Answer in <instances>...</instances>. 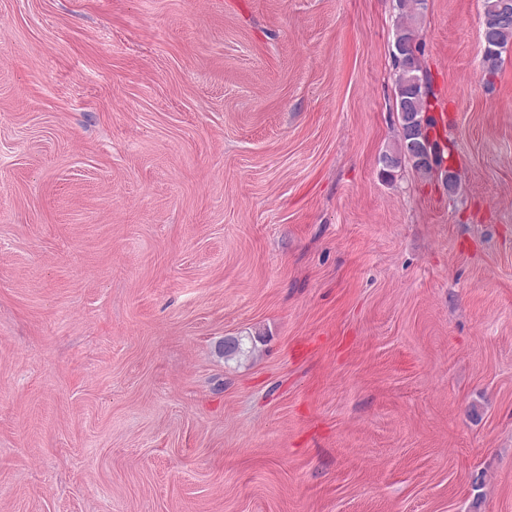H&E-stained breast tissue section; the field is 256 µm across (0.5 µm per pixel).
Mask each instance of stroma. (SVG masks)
<instances>
[{"instance_id": "obj_1", "label": "stroma", "mask_w": 512, "mask_h": 512, "mask_svg": "<svg viewBox=\"0 0 512 512\" xmlns=\"http://www.w3.org/2000/svg\"><path fill=\"white\" fill-rule=\"evenodd\" d=\"M397 17L0 0V512H512V46L427 0L451 194ZM392 58L395 67V107L400 116L401 135L396 147L383 154L381 162L392 169L410 166L424 178L442 179L451 167L454 146L446 147L448 166L438 142L434 141L433 122L429 112L439 103L427 70L421 65L422 42L418 18L426 8V0H398ZM428 146V154L421 148Z\"/></svg>"}]
</instances>
